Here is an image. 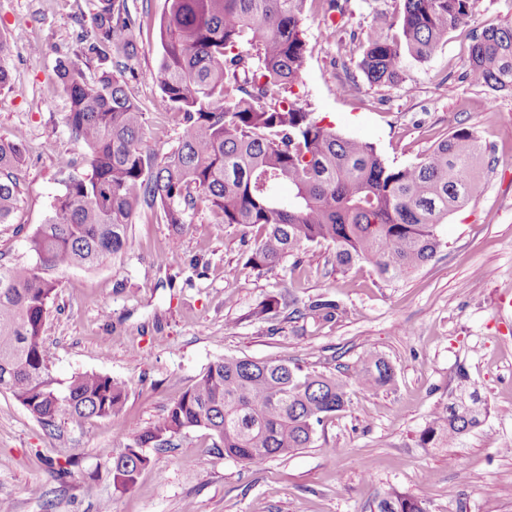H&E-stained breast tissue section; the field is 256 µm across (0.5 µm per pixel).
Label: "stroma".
Here are the masks:
<instances>
[{
  "instance_id": "35a3bbf8",
  "label": "stroma",
  "mask_w": 512,
  "mask_h": 512,
  "mask_svg": "<svg viewBox=\"0 0 512 512\" xmlns=\"http://www.w3.org/2000/svg\"><path fill=\"white\" fill-rule=\"evenodd\" d=\"M98 0H0V137L24 131L28 164L21 199L0 224V260H26V230L44 222L63 189L60 158L87 172V150L64 116L68 100L58 60H76L86 78L112 69L81 53L77 34ZM136 17L135 56L123 62L126 88L145 114L156 156L177 145L180 116L157 108L151 79L161 58L164 0H127ZM393 0H348L340 40H325L320 16L304 29L310 53L297 88L301 105L337 132L372 143L388 161L422 157L452 130L477 132L487 151L476 199L438 228L442 246L409 277L388 282L357 263L336 270L332 249L312 245L271 271L247 259L257 235L218 223L198 205L182 231L150 210L133 219L134 248L98 269L67 270L43 339L61 380L99 372L124 381L122 423L92 418L47 431L10 394L0 393V500L12 512H376L390 491L429 512H512V95L472 83L465 62L472 34L512 21V0H478L467 26L424 63L410 62L395 86L370 84L358 46L371 13ZM289 293L299 305L340 302V321L316 322L280 310L255 312ZM372 349L395 367V387L352 389L345 412L319 428L311 447L246 466L214 452L210 432L189 428L148 448L135 485L115 487L102 455L116 432L134 438L178 399L210 363L225 357L288 359L326 374L350 375ZM467 382L485 401L482 426L448 447L424 448L418 435L432 412ZM70 465L66 481L50 464Z\"/></svg>"
}]
</instances>
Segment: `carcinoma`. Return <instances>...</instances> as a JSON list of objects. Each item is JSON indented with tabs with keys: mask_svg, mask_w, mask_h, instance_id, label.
Instances as JSON below:
<instances>
[{
	"mask_svg": "<svg viewBox=\"0 0 512 512\" xmlns=\"http://www.w3.org/2000/svg\"><path fill=\"white\" fill-rule=\"evenodd\" d=\"M375 11L360 47L359 68L371 84L404 79V64L423 63L471 18L478 0H395ZM316 9L346 14L339 0H165L161 60L151 79L160 109L181 114L177 147L150 165L143 137L145 113L116 74L83 75L60 60L58 79L68 97L65 124L87 148L89 171L59 162L64 190L51 215L28 236L27 261L0 262V392L44 428L96 417L120 420L125 382L96 372L59 380L50 372L42 331L50 302L70 268L92 269L130 250L133 217L143 208L175 229L198 201L219 222L256 227L260 238L248 263L271 271L308 244L334 247L339 269L370 264L386 281L403 279L431 261L439 224L479 192L484 147L458 128L424 157L388 163L373 144L339 134L298 102L308 52L304 21ZM136 18L125 0H99L84 53L117 62L137 51ZM466 76L493 92L512 93V23L472 35ZM26 137L0 138V224L20 201ZM296 305L281 294L256 316H277ZM314 320H339V302L304 306ZM393 365L365 350L352 378L304 369L288 360L224 358L150 427L121 450L104 451L113 484L134 485L150 463L144 448L162 446L183 430L207 429L213 448L245 465L285 457L313 444L319 427L350 404V389L395 384ZM486 407L476 391L439 405L421 430L424 448H446L478 428ZM377 512H427L415 497L392 492Z\"/></svg>",
	"mask_w": 512,
	"mask_h": 512,
	"instance_id": "cac0c4a2",
	"label": "carcinoma"
}]
</instances>
